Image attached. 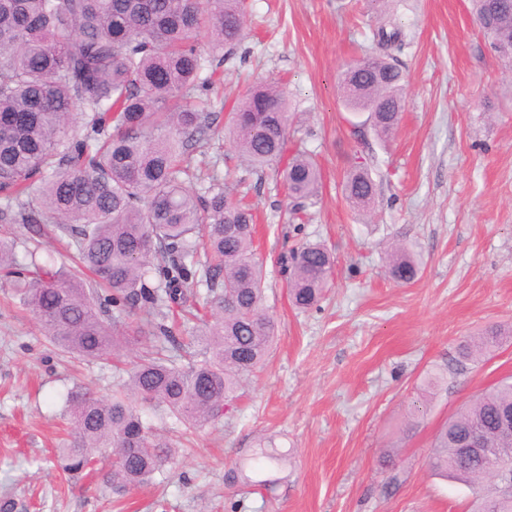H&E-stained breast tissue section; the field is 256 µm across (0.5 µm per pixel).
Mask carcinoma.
<instances>
[{
    "label": "carcinoma",
    "instance_id": "obj_1",
    "mask_svg": "<svg viewBox=\"0 0 512 512\" xmlns=\"http://www.w3.org/2000/svg\"><path fill=\"white\" fill-rule=\"evenodd\" d=\"M481 29L512 61V0H472ZM211 32L227 61L245 37L244 0H0V221L41 229L51 224L76 248V265L55 269L31 261L15 269L13 244L0 238V271L23 279V302L63 351L105 359L140 346L128 381L109 398L82 389L67 394L72 439L59 449L66 471L112 457L102 480L122 496L160 473L176 448L143 419L160 407L193 432L222 415L243 381L269 355L276 324L262 305L263 264L253 249V215L234 189L196 151L215 123L203 98L200 32ZM380 53L345 66L342 101L368 117L385 141L398 127L403 76L387 60L404 45L395 24L373 32ZM288 97L274 83L252 90L231 117L245 162L242 184L272 171L301 221L322 186L307 151L284 158L295 124ZM341 190L357 207L375 194L367 162L346 171ZM335 258L306 241L282 257L291 304L310 311L328 287ZM422 261L391 247L387 273L413 282ZM206 287L210 318L184 337L167 323L171 308L188 307L191 289ZM112 297L101 299L98 289ZM112 307V324L103 319ZM142 309L134 324L127 313ZM504 332L485 331L465 344L462 361L479 360ZM512 409V377L482 390L438 429L427 465L444 479L476 488L474 512H512V491L494 478L495 463L512 459V434L498 416ZM477 433L485 460L465 459L460 445ZM253 461L281 469L285 455L264 448Z\"/></svg>",
    "mask_w": 512,
    "mask_h": 512
}]
</instances>
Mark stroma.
Listing matches in <instances>:
<instances>
[{
	"label": "stroma",
	"mask_w": 512,
	"mask_h": 512,
	"mask_svg": "<svg viewBox=\"0 0 512 512\" xmlns=\"http://www.w3.org/2000/svg\"><path fill=\"white\" fill-rule=\"evenodd\" d=\"M247 36L217 64L200 34L203 77L216 130L208 159L240 163L226 125L258 83L282 81L300 135L319 158L323 190L301 231L275 176L249 189L254 246L265 271L263 306L277 332L262 367L233 407L198 429L162 412L145 419L178 453L163 472L124 496L101 477L63 470L70 439L65 398L76 387L107 398L136 352L112 360L63 353L0 276V505L7 512H469L473 487L432 475L437 428L464 401L512 376V341L483 361L460 364L459 349L485 329H512V67L479 29L470 0H247ZM397 20L406 33L393 62L404 77L398 128L380 141L354 130L337 75L372 54L371 28ZM376 184L367 208L350 206L340 183L355 157ZM14 257H55L66 245L30 225L0 221ZM323 242L335 265L317 309L288 300L281 257L302 241ZM400 241L423 268L392 280L385 253ZM444 376L434 394L425 383ZM426 398L424 416L411 418ZM288 456L280 472L251 485L224 474L258 444ZM392 452L400 483L384 493L380 466Z\"/></svg>",
	"instance_id": "35a3bbf8"
}]
</instances>
